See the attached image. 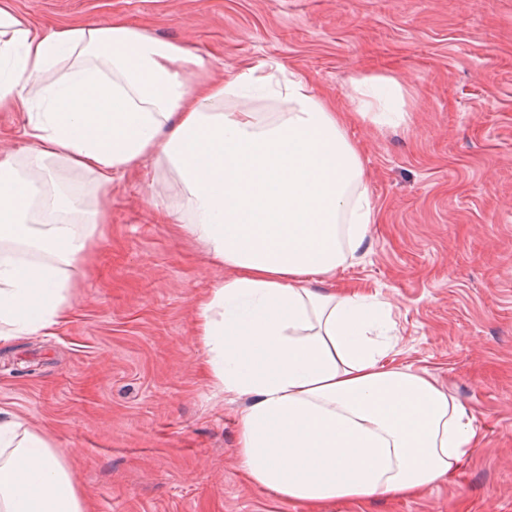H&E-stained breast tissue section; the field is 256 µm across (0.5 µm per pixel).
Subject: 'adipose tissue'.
Masks as SVG:
<instances>
[{
	"mask_svg": "<svg viewBox=\"0 0 512 512\" xmlns=\"http://www.w3.org/2000/svg\"><path fill=\"white\" fill-rule=\"evenodd\" d=\"M247 84L286 111H225ZM2 108L30 119L22 160L0 159V342L66 321L65 269L91 245L79 227L102 219L46 179L48 162L106 190L154 159L189 201L187 217L166 210L164 222L227 272L198 301L194 334L209 384L241 402L235 454L248 484L312 508L412 498L483 448L426 371L388 365L390 344L371 336L384 304L336 289L376 210L340 116L304 79L261 62L216 81L191 43L119 19L40 26L0 0ZM0 512H87L47 439L7 412Z\"/></svg>",
	"mask_w": 512,
	"mask_h": 512,
	"instance_id": "obj_1",
	"label": "adipose tissue"
}]
</instances>
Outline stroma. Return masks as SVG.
Segmentation results:
<instances>
[{
  "label": "stroma",
  "mask_w": 512,
  "mask_h": 512,
  "mask_svg": "<svg viewBox=\"0 0 512 512\" xmlns=\"http://www.w3.org/2000/svg\"><path fill=\"white\" fill-rule=\"evenodd\" d=\"M34 22L107 23L193 43L214 78L261 61L337 111L351 76L398 85V114L348 121L376 209L337 287L392 306L394 363L424 370L485 446L411 499L320 512H512V0H13ZM187 208L145 161L112 184L66 322L0 345V410L39 431L89 512H308L245 484L237 403L197 368L196 301L224 273L159 223Z\"/></svg>",
  "instance_id": "obj_1"
}]
</instances>
